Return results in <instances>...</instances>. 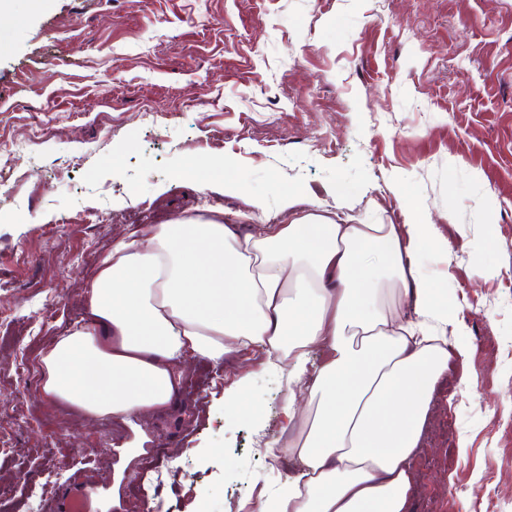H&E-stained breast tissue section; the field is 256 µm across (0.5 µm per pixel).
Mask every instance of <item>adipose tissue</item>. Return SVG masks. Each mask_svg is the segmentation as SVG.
<instances>
[{"mask_svg":"<svg viewBox=\"0 0 512 512\" xmlns=\"http://www.w3.org/2000/svg\"><path fill=\"white\" fill-rule=\"evenodd\" d=\"M434 228L313 212L256 231L223 217L143 227L102 258L83 315L39 359L40 394L97 419L175 408L188 356L262 355L300 383L294 460L254 512H410L415 456L448 368V291L423 276ZM390 278L408 314L392 310ZM319 358H312V351Z\"/></svg>","mask_w":512,"mask_h":512,"instance_id":"obj_1","label":"adipose tissue"}]
</instances>
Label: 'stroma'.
Returning a JSON list of instances; mask_svg holds the SVG:
<instances>
[{"label": "stroma", "instance_id": "obj_1", "mask_svg": "<svg viewBox=\"0 0 512 512\" xmlns=\"http://www.w3.org/2000/svg\"><path fill=\"white\" fill-rule=\"evenodd\" d=\"M0 25V512H251L288 473V385L261 356L189 357L178 407L134 423L38 392L88 278L149 224L425 216L460 350L434 392L413 512H512V0H27ZM28 143L15 152L16 143ZM230 162L238 188L176 182ZM294 189L295 209L279 191ZM251 375L261 415H225ZM469 386H462V379ZM115 488L99 489L105 469Z\"/></svg>", "mask_w": 512, "mask_h": 512}]
</instances>
